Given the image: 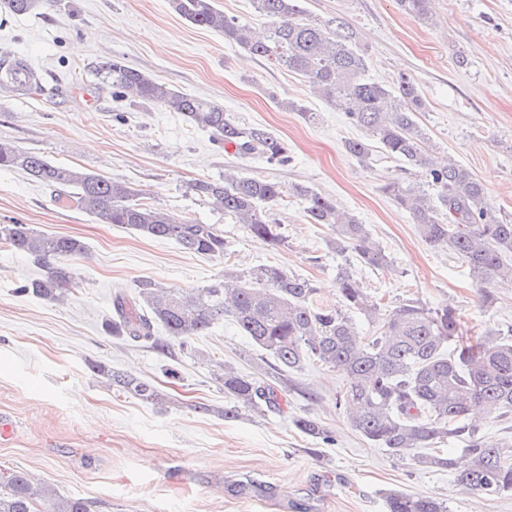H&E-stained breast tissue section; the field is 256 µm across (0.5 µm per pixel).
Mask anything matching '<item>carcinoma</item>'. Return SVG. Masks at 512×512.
Wrapping results in <instances>:
<instances>
[{
  "label": "carcinoma",
  "mask_w": 512,
  "mask_h": 512,
  "mask_svg": "<svg viewBox=\"0 0 512 512\" xmlns=\"http://www.w3.org/2000/svg\"><path fill=\"white\" fill-rule=\"evenodd\" d=\"M51 2L0 0V9L27 15ZM251 2L267 19L260 32L224 14L216 0H170V5L190 24L222 35L225 43L307 79L317 95L366 132L367 138L344 144L346 153L358 162L369 163L380 152L424 169V185L394 179L384 184L383 191L410 213L426 243L447 246L465 263L484 302L493 304L491 289L512 285V222L487 201L484 185L468 168L432 161L429 137L418 122L426 102L414 80L403 75L390 86L366 77V59L353 47V33L345 23L337 18L309 19L304 0ZM429 2L399 0L405 13L425 22L430 20ZM95 71L112 86L116 99L130 97L177 112L242 155L257 154L279 165L291 161L288 146L266 128L242 125L216 103L178 91L119 58L98 63ZM1 168L21 171L57 188L58 198L74 203L98 224H122L141 235L171 239L192 254L228 255L224 236L215 225L178 219L145 203L126 181L55 164L6 140L0 141ZM190 190L270 247L284 243L285 236L281 225L267 219L266 209L288 197L297 198L304 202L308 223L326 225L334 232L336 253L349 252L373 266L387 265L369 225L305 185L287 189L275 181L227 171L224 179L197 180ZM0 240L45 271L22 282L17 292L53 301L70 293L75 272L68 260L86 254L83 241L20 223L0 224ZM337 282L344 306L374 325L373 335H362L342 311L315 304L311 282L278 264L226 270L224 276L191 291L142 278L136 283L135 297L113 300L107 329L163 352L170 341L185 346L229 316L242 335L269 355L278 371L318 362L341 372L346 387L340 398L349 423L371 444L399 458L424 448L427 453L415 457L421 467L446 469L457 485L483 498L512 496V448L481 444L480 428L470 417L476 405L491 419L512 415V326L487 328L462 340L456 312L446 305L433 309L410 298L382 314L360 286L351 264L340 266ZM158 327L165 336L155 334ZM97 373L120 392L147 402L161 400L147 380L103 367ZM218 379L229 399L220 412L226 419L279 407L284 399L276 381H260L231 364L223 365ZM293 424L307 436L331 440L329 430L310 415L295 417ZM449 439L464 447L443 454L438 444ZM95 508L87 499L56 494L22 471L0 478V512H95ZM386 509L448 512V506L434 496L402 490L387 493Z\"/></svg>",
  "instance_id": "carcinoma-1"
}]
</instances>
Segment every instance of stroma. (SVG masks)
I'll use <instances>...</instances> for the list:
<instances>
[{
    "instance_id": "obj_1",
    "label": "stroma",
    "mask_w": 512,
    "mask_h": 512,
    "mask_svg": "<svg viewBox=\"0 0 512 512\" xmlns=\"http://www.w3.org/2000/svg\"><path fill=\"white\" fill-rule=\"evenodd\" d=\"M305 8L312 18L347 24L371 79L392 84L404 73L415 81L427 106L419 122L435 157L470 169L512 220V0H431V25L396 0H306ZM110 58L268 128L287 144L291 162L241 156L176 113L113 99L92 70ZM15 59L35 71L39 87L25 94L0 85L1 139L128 181L175 217L215 225L230 258L94 223L58 202L51 187L0 169V224L17 220L88 247L72 260L76 285L58 302L17 293L41 270L0 244V415L18 423L14 439L0 444V470L29 472L60 495L99 502L103 512H386L392 489L433 495L450 512H512V497L469 494L452 473L365 441L337 402L345 377L324 366L278 376L288 399L282 410L221 417L218 363L261 379L270 361L231 319L191 347L174 341L163 352L105 329L113 299L133 295L140 278L189 290L228 266L279 264L310 280L317 304L340 307L343 259L331 247V230L308 223L300 204L270 210L286 236L274 249L190 192L195 180L228 170L306 185L369 224L387 264L358 263L354 272L382 309L408 298L450 306L464 337L511 325L512 287L498 288L495 303L484 306L467 266L447 247L425 243L408 212L384 193L391 179L424 181L422 170L390 158L360 164L344 142L363 130L315 96L305 78L188 24L169 0H53L36 14L1 12L0 62ZM290 101L316 112L315 121L288 110ZM100 366L151 381L161 402L118 393L98 376ZM305 414L333 442L297 430L292 420ZM248 481L254 491L238 494V483Z\"/></svg>"
}]
</instances>
